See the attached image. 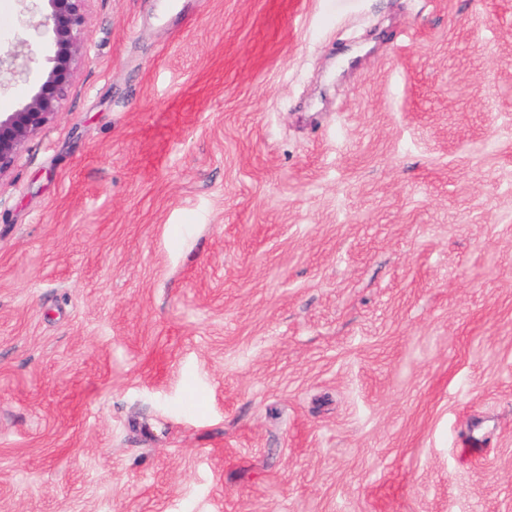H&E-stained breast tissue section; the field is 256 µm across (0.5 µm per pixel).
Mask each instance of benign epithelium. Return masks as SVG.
<instances>
[{"instance_id":"obj_1","label":"benign epithelium","mask_w":512,"mask_h":512,"mask_svg":"<svg viewBox=\"0 0 512 512\" xmlns=\"http://www.w3.org/2000/svg\"><path fill=\"white\" fill-rule=\"evenodd\" d=\"M48 8L31 27L51 47L49 68L30 100L15 112L0 113V176L15 163L24 143L46 127L59 111L84 47V28L92 0H45Z\"/></svg>"}]
</instances>
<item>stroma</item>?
Segmentation results:
<instances>
[{"instance_id":"1","label":"stroma","mask_w":512,"mask_h":512,"mask_svg":"<svg viewBox=\"0 0 512 512\" xmlns=\"http://www.w3.org/2000/svg\"><path fill=\"white\" fill-rule=\"evenodd\" d=\"M0 512H512V0H92L0 177Z\"/></svg>"}]
</instances>
